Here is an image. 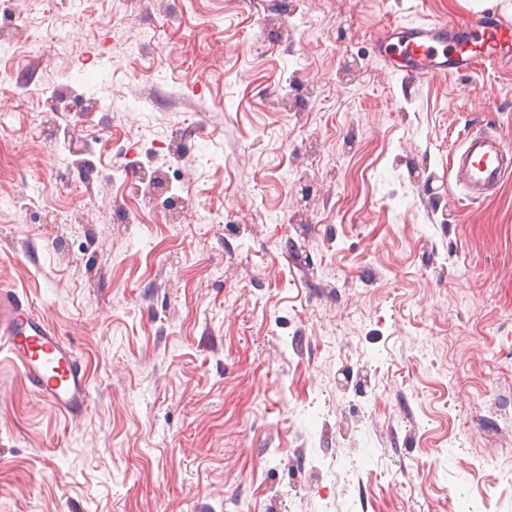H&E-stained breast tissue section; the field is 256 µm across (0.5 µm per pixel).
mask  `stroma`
Segmentation results:
<instances>
[{
	"instance_id": "35a3bbf8",
	"label": "stroma",
	"mask_w": 512,
	"mask_h": 512,
	"mask_svg": "<svg viewBox=\"0 0 512 512\" xmlns=\"http://www.w3.org/2000/svg\"><path fill=\"white\" fill-rule=\"evenodd\" d=\"M13 11L0 288L91 408L0 353V512H512V176L449 196L459 134L512 143V68L418 79L374 48L470 0ZM41 117L96 139L90 169ZM131 162L181 179L128 194ZM0 346L45 406L71 419L88 411V383L72 348L8 288L0 290Z\"/></svg>"
}]
</instances>
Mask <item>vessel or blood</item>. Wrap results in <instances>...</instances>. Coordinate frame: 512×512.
I'll list each match as a JSON object with an SVG mask.
<instances>
[{
  "instance_id": "1",
  "label": "vessel or blood",
  "mask_w": 512,
  "mask_h": 512,
  "mask_svg": "<svg viewBox=\"0 0 512 512\" xmlns=\"http://www.w3.org/2000/svg\"><path fill=\"white\" fill-rule=\"evenodd\" d=\"M375 45L382 54L395 51L408 74L460 78L476 65L496 69L512 58V22L482 13L464 23H390ZM450 172L467 200L482 201L512 175V144L488 131H466L452 155ZM0 347L45 406L71 419L88 411V383L72 348L8 288L0 290Z\"/></svg>"
}]
</instances>
